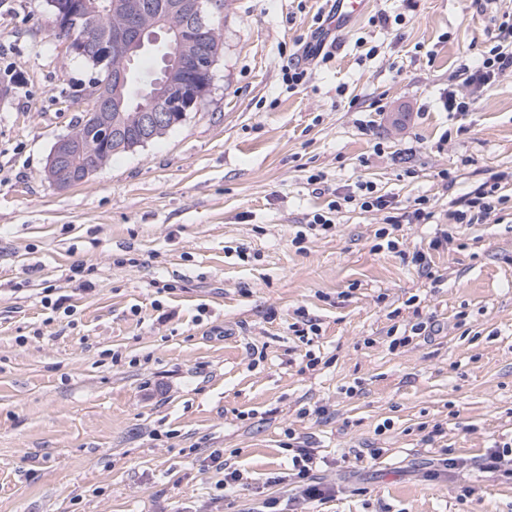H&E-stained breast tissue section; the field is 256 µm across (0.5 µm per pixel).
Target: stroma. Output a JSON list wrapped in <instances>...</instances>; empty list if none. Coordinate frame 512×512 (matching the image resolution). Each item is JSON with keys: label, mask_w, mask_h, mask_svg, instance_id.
<instances>
[{"label": "stroma", "mask_w": 512, "mask_h": 512, "mask_svg": "<svg viewBox=\"0 0 512 512\" xmlns=\"http://www.w3.org/2000/svg\"><path fill=\"white\" fill-rule=\"evenodd\" d=\"M327 12L211 7L207 104L60 189L47 159L91 71L45 0H0V512H257L296 497L292 442L333 489L304 512H512V478L481 468L512 443V75L471 111L440 101L512 0H364L289 86ZM492 180L496 209L450 224ZM361 182L400 209L427 197L431 223L401 224L396 252L386 211L354 202L308 230ZM422 320L435 336L390 349ZM216 448L244 489L220 487Z\"/></svg>", "instance_id": "stroma-1"}]
</instances>
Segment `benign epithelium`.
Wrapping results in <instances>:
<instances>
[{
	"label": "benign epithelium",
	"instance_id": "1",
	"mask_svg": "<svg viewBox=\"0 0 512 512\" xmlns=\"http://www.w3.org/2000/svg\"><path fill=\"white\" fill-rule=\"evenodd\" d=\"M56 31L74 18L81 22L96 14L116 20L105 32L94 31L82 43L61 39L68 54L106 58L109 77L90 89L95 102L91 122L105 129L103 153L85 146L82 136L71 133L59 138L48 158L45 176L58 188L85 181L101 167L102 155L144 146L157 135L199 110L212 92L213 70L220 50L218 31L209 24L205 0H171L168 17L153 15L144 0H57ZM178 20L173 27L169 19ZM156 51L161 74L138 97L131 94L137 61Z\"/></svg>",
	"mask_w": 512,
	"mask_h": 512
}]
</instances>
